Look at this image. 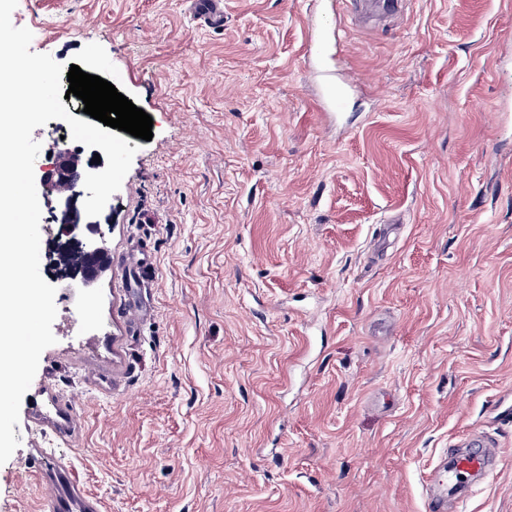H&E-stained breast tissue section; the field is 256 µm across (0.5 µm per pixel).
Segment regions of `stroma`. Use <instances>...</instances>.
Here are the masks:
<instances>
[{
  "label": "stroma",
  "mask_w": 512,
  "mask_h": 512,
  "mask_svg": "<svg viewBox=\"0 0 512 512\" xmlns=\"http://www.w3.org/2000/svg\"><path fill=\"white\" fill-rule=\"evenodd\" d=\"M11 21L153 137H128L99 216L110 268L55 294L0 512H40L37 448L99 512H424L469 433L499 462L463 512H512V0H224L216 28L193 0H18ZM50 374L76 443L37 425Z\"/></svg>",
  "instance_id": "35a3bbf8"
}]
</instances>
